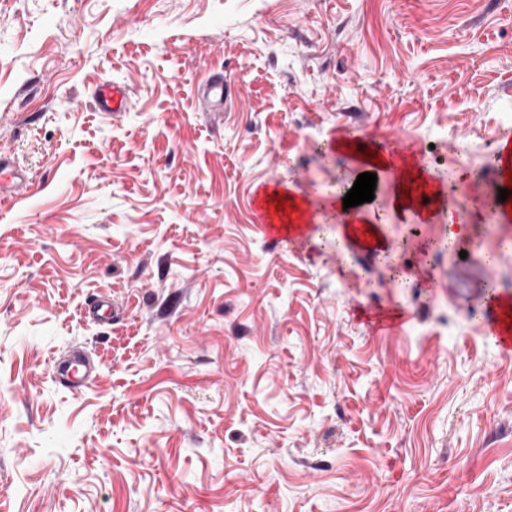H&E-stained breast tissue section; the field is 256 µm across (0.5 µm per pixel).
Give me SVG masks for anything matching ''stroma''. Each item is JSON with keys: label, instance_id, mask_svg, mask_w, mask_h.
<instances>
[{"label": "stroma", "instance_id": "1", "mask_svg": "<svg viewBox=\"0 0 512 512\" xmlns=\"http://www.w3.org/2000/svg\"><path fill=\"white\" fill-rule=\"evenodd\" d=\"M105 79L129 111L97 112ZM393 133L456 190L398 218L378 170L388 260L327 187L364 171L339 142ZM509 138L512 0H0L30 176L0 205V512H512V362L470 301L512 294V220L468 192ZM271 183L326 223L266 238ZM85 316L90 322L96 324H106L112 321V302L101 295L88 304ZM53 371L55 379L64 387L78 389V383L83 379H89L86 360L81 358L54 359Z\"/></svg>", "mask_w": 512, "mask_h": 512}]
</instances>
